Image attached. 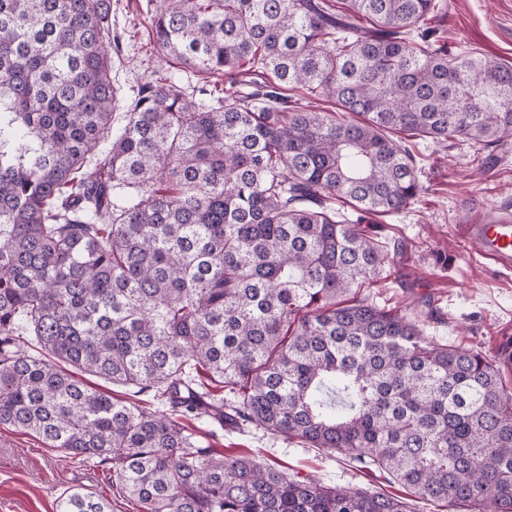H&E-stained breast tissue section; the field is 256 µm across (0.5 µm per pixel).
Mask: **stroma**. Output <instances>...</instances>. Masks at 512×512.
I'll use <instances>...</instances> for the list:
<instances>
[{"label": "stroma", "instance_id": "obj_1", "mask_svg": "<svg viewBox=\"0 0 512 512\" xmlns=\"http://www.w3.org/2000/svg\"><path fill=\"white\" fill-rule=\"evenodd\" d=\"M434 19L441 41L457 49L474 48L512 62V0H440ZM154 0H112V33L120 50L112 56L117 89L115 122H122L139 86L162 72L195 94L201 83L218 84L222 75L200 81L191 70L171 64L149 44L144 19ZM420 158L417 177L423 187L407 209L377 217V233L388 251H400L394 274L373 280L364 293L378 306L407 314L429 315L427 332L442 343L495 350L512 334V271L483 261L474 242L458 232L479 204L512 207V141L496 150L495 161L479 170L477 149L455 139L429 141L413 149ZM217 453L245 455L279 463L289 473L373 493L404 496L398 485L375 471L360 472L338 454L309 448L256 428L210 432ZM78 489L108 499L112 512H144L123 492L110 465L98 459L76 460L48 448L35 434L0 426V512H56L67 492Z\"/></svg>", "mask_w": 512, "mask_h": 512}]
</instances>
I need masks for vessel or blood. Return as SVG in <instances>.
Returning a JSON list of instances; mask_svg holds the SVG:
<instances>
[{"mask_svg":"<svg viewBox=\"0 0 512 512\" xmlns=\"http://www.w3.org/2000/svg\"><path fill=\"white\" fill-rule=\"evenodd\" d=\"M461 232L477 245L479 256L488 264L512 270V209L490 208L462 225Z\"/></svg>","mask_w":512,"mask_h":512,"instance_id":"b4317fda","label":"vessel or blood"}]
</instances>
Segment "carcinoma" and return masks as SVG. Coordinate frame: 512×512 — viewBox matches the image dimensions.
<instances>
[{
    "instance_id": "cac0c4a2",
    "label": "carcinoma",
    "mask_w": 512,
    "mask_h": 512,
    "mask_svg": "<svg viewBox=\"0 0 512 512\" xmlns=\"http://www.w3.org/2000/svg\"><path fill=\"white\" fill-rule=\"evenodd\" d=\"M346 2L158 0L153 46L224 84L156 75L116 126L112 0H0V425L112 465L147 512H410L217 454L187 420L512 512V337L440 344L360 295L394 265L364 216L421 192L407 141L504 145L512 64L431 39L435 0ZM299 88L337 112L289 106ZM58 512L111 510L73 491ZM71 371L73 372L74 376H76L79 379H82L84 382L95 387L99 391L108 395L110 398L122 400V401L139 402L138 404H140V405H145V403H147V402L144 400H148V401H151V403H150L151 406H148V405H146V406L151 407V410L166 409V407L162 403H160L158 401H153L152 399H150L149 396H144V395L134 396L137 394L133 393L132 392L133 390L129 387L119 385V384H112L110 382L104 381L97 377H93V376L84 374L75 369H71ZM137 400H139V401H137Z\"/></svg>"
}]
</instances>
